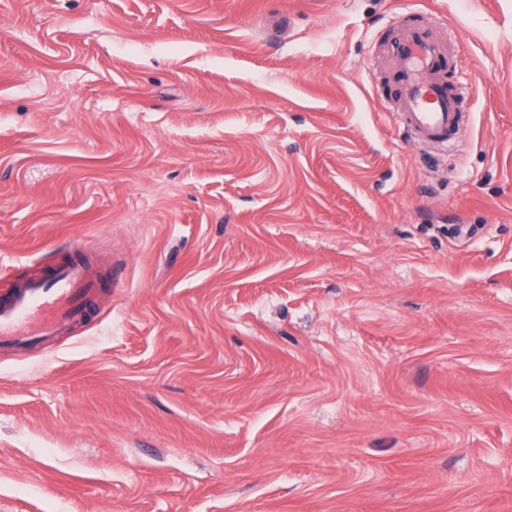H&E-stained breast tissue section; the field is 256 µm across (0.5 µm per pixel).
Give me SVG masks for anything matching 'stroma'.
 Wrapping results in <instances>:
<instances>
[{
  "label": "stroma",
  "instance_id": "stroma-1",
  "mask_svg": "<svg viewBox=\"0 0 512 512\" xmlns=\"http://www.w3.org/2000/svg\"><path fill=\"white\" fill-rule=\"evenodd\" d=\"M463 54L408 143L373 38ZM0 512H512V0H0ZM94 288L81 264H64L46 279L17 284L0 301V345L50 336L59 324L85 320Z\"/></svg>",
  "mask_w": 512,
  "mask_h": 512
}]
</instances>
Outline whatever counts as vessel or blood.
<instances>
[{"instance_id":"1","label":"vessel or blood","mask_w":512,"mask_h":512,"mask_svg":"<svg viewBox=\"0 0 512 512\" xmlns=\"http://www.w3.org/2000/svg\"><path fill=\"white\" fill-rule=\"evenodd\" d=\"M399 32L381 43L393 67L396 95L386 110L394 115L410 142L447 150L469 120L468 90L451 85L443 72L462 46L437 38L430 26L398 20ZM95 282L79 264H64L46 279L17 284L0 301V345H13L51 335L58 325L86 317Z\"/></svg>"}]
</instances>
